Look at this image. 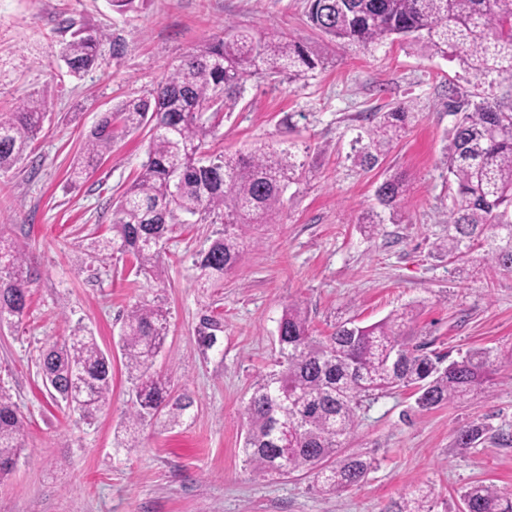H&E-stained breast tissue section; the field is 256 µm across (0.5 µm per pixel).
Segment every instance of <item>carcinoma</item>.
I'll return each instance as SVG.
<instances>
[{
	"label": "carcinoma",
	"mask_w": 512,
	"mask_h": 512,
	"mask_svg": "<svg viewBox=\"0 0 512 512\" xmlns=\"http://www.w3.org/2000/svg\"><path fill=\"white\" fill-rule=\"evenodd\" d=\"M313 28L342 47L368 50L391 36L410 37L433 56L456 60L490 93L479 100H452L458 116L448 154V173L457 186L448 211V239L438 249L461 259L474 247L483 260L512 271V108L491 93L512 83V0H310ZM102 35L87 28L73 32L59 57L74 75L93 68ZM324 68L313 48L283 37L238 31L213 41L168 65L151 97L133 98L103 116L91 131L87 158L112 151L113 125L126 130L150 127L147 160L115 203L112 237L93 242L102 258L128 257L136 272L149 274L161 250L184 218L220 223L224 229L195 260L202 288L224 282L241 256L247 229L265 224L283 205L297 165L291 152L262 144L247 155H208L221 114L233 108L250 78L305 82ZM44 102L29 99L18 111L0 115V172L19 164L41 131ZM411 113L398 107L378 112L355 139V158L373 169L380 164ZM406 180L393 177L377 188V198L394 209L404 200ZM32 283L29 258L19 246L0 252V327L22 320ZM414 307L404 306L371 325L353 321L318 340L310 331L307 309L291 302L278 323L281 369L257 383L244 409L248 422L244 454L262 478L303 473L316 487L340 494L367 475L371 461L346 448L356 427L361 398L410 388L416 404L431 410L478 398L500 368L492 348L469 351L459 360L426 352L408 332ZM221 324L205 322L199 342L213 348ZM168 312L144 301L126 314L119 341L133 387L127 424L131 433L150 421L179 424L193 407L186 394L172 395L170 381L153 372L165 343ZM39 373L52 379L53 399L73 404L91 421L112 393L111 357L92 333L75 328L39 359ZM484 433L481 424L458 429L455 446L468 450ZM25 425L10 395L0 390V477L15 466L23 450ZM433 491L418 488L386 512H431ZM463 512H512V494L483 482L460 495Z\"/></svg>",
	"instance_id": "carcinoma-1"
}]
</instances>
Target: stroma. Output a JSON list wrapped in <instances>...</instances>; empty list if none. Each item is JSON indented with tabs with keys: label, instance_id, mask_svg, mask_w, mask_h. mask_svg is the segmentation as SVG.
<instances>
[{
	"label": "stroma",
	"instance_id": "obj_1",
	"mask_svg": "<svg viewBox=\"0 0 512 512\" xmlns=\"http://www.w3.org/2000/svg\"><path fill=\"white\" fill-rule=\"evenodd\" d=\"M307 0H143L119 14L108 0H0V114L29 98L45 102L42 130L14 169L0 172V233L25 246L33 265L30 312L0 328V387L26 421L24 449L0 479V512H384L432 486V512H459L460 492L492 483L512 492V366L484 399L419 410L411 391L363 398L351 451L371 459L366 479L339 495L311 478L256 476L242 452L244 407L277 371V324L302 302L318 336L346 320L376 322L410 302L411 327L429 351L460 359L482 347L512 353V273L440 250L455 187L445 165L456 122L450 91L476 93L457 62L396 40L374 51L340 48L307 21ZM105 33L95 68L69 73L55 56L70 22ZM249 30L313 46L331 62L305 86L248 80L206 152L234 154L265 141L294 154L300 169L270 223L246 234L235 271L200 289L193 260L221 227L187 224L166 244L157 275L120 258L99 260L90 244L112 233L116 199L146 158L149 130L117 135L80 184L69 173L100 115L150 92L176 58ZM407 107L416 122L381 164L353 161L354 141L374 113ZM407 181L397 212L379 204L386 178ZM383 222L365 232L361 220ZM160 300L169 331L156 374L188 392L194 407L173 428L148 425L132 448L115 445L130 381L118 347L126 312ZM219 319L218 343L198 342L203 319ZM82 326L112 356V398L91 422L55 404L38 373L45 350ZM478 422L475 447L455 446Z\"/></svg>",
	"mask_w": 512,
	"mask_h": 512
}]
</instances>
